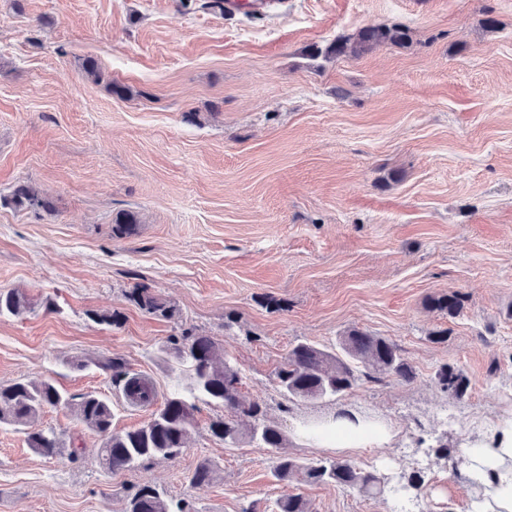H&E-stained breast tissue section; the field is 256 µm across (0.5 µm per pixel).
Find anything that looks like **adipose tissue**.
I'll return each instance as SVG.
<instances>
[{
	"instance_id": "ef3b65f1",
	"label": "adipose tissue",
	"mask_w": 512,
	"mask_h": 512,
	"mask_svg": "<svg viewBox=\"0 0 512 512\" xmlns=\"http://www.w3.org/2000/svg\"><path fill=\"white\" fill-rule=\"evenodd\" d=\"M301 437L316 446L339 450L366 448L392 441L385 422L337 420L331 433L299 425ZM460 472L471 488L469 512H512V416L481 422L463 452Z\"/></svg>"
}]
</instances>
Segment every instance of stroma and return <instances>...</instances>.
<instances>
[{
	"mask_svg": "<svg viewBox=\"0 0 512 512\" xmlns=\"http://www.w3.org/2000/svg\"><path fill=\"white\" fill-rule=\"evenodd\" d=\"M206 2L0 0V289L31 302L0 317V384L50 377L94 391L111 398L115 430L136 428L150 409L118 398L98 361L122 359L158 396L185 394L186 368L163 348L192 331L223 343L243 392L303 462L338 457L382 476L440 438L459 452L476 421L512 412V0H288L268 19ZM394 24L410 28L407 47L327 51ZM89 58L103 82L86 78ZM21 183L52 210L7 205ZM122 210L139 223L119 236ZM139 285L177 316L142 312L128 299ZM452 292L458 315L428 307ZM115 312L119 324L106 323ZM353 327L398 344L414 382L314 404L281 394L293 345L330 346ZM74 358L89 367L70 368ZM446 363L468 378L463 398L435 379ZM195 405L178 459L117 474L66 409L41 425L81 437L75 462L0 427V512H123L146 484L195 512H272L288 493L312 512H398L391 493L276 482L271 449L225 447L209 430L223 406ZM342 408L387 422L394 439L339 453L298 436L302 421ZM204 458L218 472L197 489L187 476ZM449 501L467 512L469 490L442 461L412 506Z\"/></svg>",
	"mask_w": 512,
	"mask_h": 512,
	"instance_id": "stroma-1",
	"label": "stroma"
}]
</instances>
